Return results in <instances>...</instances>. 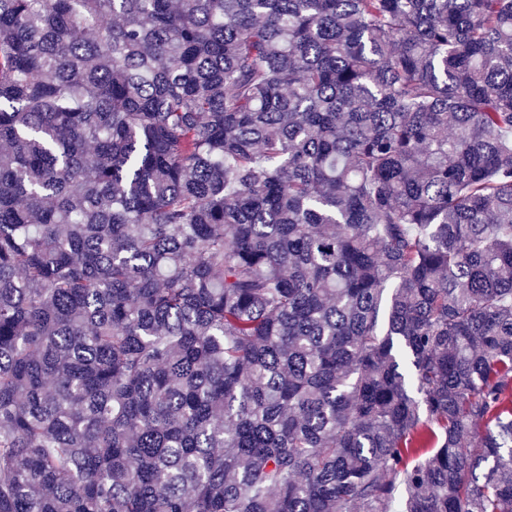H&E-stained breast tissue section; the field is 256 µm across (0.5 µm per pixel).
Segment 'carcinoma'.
Listing matches in <instances>:
<instances>
[{
  "label": "carcinoma",
  "instance_id": "carcinoma-1",
  "mask_svg": "<svg viewBox=\"0 0 512 512\" xmlns=\"http://www.w3.org/2000/svg\"><path fill=\"white\" fill-rule=\"evenodd\" d=\"M0 512H512V0H0Z\"/></svg>",
  "mask_w": 512,
  "mask_h": 512
}]
</instances>
